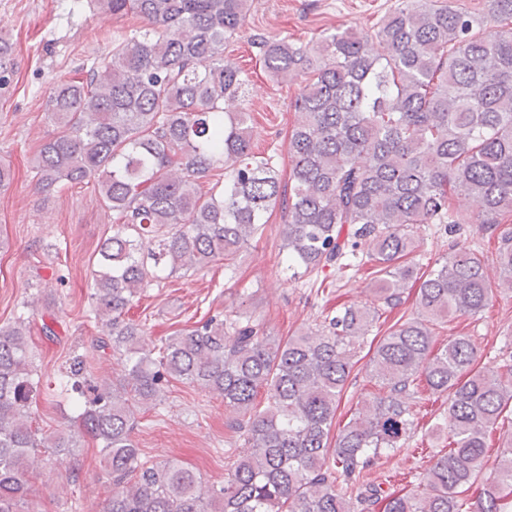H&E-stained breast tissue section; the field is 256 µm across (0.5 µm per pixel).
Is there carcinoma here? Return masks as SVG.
Segmentation results:
<instances>
[{
    "mask_svg": "<svg viewBox=\"0 0 512 512\" xmlns=\"http://www.w3.org/2000/svg\"><path fill=\"white\" fill-rule=\"evenodd\" d=\"M144 25L112 36L105 58L63 80L48 99L56 126L35 158L46 192L95 178L112 235L98 249L91 301L104 321L94 340L122 363L99 378L77 360L59 382L71 428L46 437L32 426L40 392L29 321L0 326V512H25L37 448L73 456L100 448L115 490L103 512H512V438L486 472L487 438L512 405V356L480 365L472 337L434 330L481 313L493 285L484 255L465 243L423 271L407 260L416 224L469 223L497 234L502 285L512 288V0H486L479 17L439 0H398L372 33L336 28L307 42L258 43L267 74L295 84L290 176L277 149L252 151L239 99L243 70L224 56L253 0H97ZM14 75L0 40V87ZM221 170L208 189L202 178ZM286 219L288 268H374L372 299L328 312L314 331L286 339L256 321L212 316L159 345L126 314L154 282L222 259L261 238L274 209ZM417 287L416 314L380 337L379 320ZM379 392L329 435L358 354ZM224 399L248 451L220 487L182 462L145 460L135 414L156 407L171 381ZM423 381L448 395L433 456L406 494L370 479L376 459L414 430L406 400ZM265 402H257L259 391ZM480 485L476 501L462 494Z\"/></svg>",
    "mask_w": 512,
    "mask_h": 512,
    "instance_id": "1",
    "label": "carcinoma"
}]
</instances>
